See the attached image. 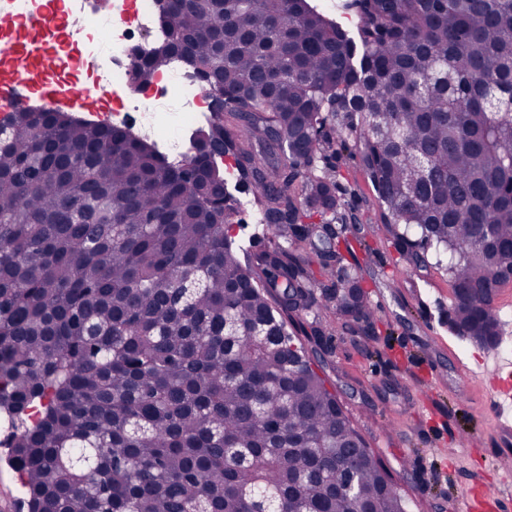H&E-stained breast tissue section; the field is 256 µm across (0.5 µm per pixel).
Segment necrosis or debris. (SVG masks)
<instances>
[{
	"label": "necrosis or debris",
	"mask_w": 512,
	"mask_h": 512,
	"mask_svg": "<svg viewBox=\"0 0 512 512\" xmlns=\"http://www.w3.org/2000/svg\"><path fill=\"white\" fill-rule=\"evenodd\" d=\"M47 7V0H0V12L19 23L0 30V73L37 99L72 93L82 81L107 85L112 103L103 114L131 120L168 161H182L190 148L183 131L208 112L209 96L179 60L137 88L138 55L164 39L157 0H111L108 12L94 14L86 0H61L60 25L43 29L38 19Z\"/></svg>",
	"instance_id": "4bbe7bcc"
}]
</instances>
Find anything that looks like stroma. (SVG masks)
Returning a JSON list of instances; mask_svg holds the SVG:
<instances>
[{"mask_svg":"<svg viewBox=\"0 0 512 512\" xmlns=\"http://www.w3.org/2000/svg\"><path fill=\"white\" fill-rule=\"evenodd\" d=\"M358 223L347 225L374 326L319 309L304 319L308 355L355 429L379 457L407 512H499L504 478L496 457L492 398L512 395V282L493 307L499 346L448 326L445 268L412 269L380 223L372 183L358 161L337 163Z\"/></svg>","mask_w":512,"mask_h":512,"instance_id":"35a3bbf8","label":"stroma"}]
</instances>
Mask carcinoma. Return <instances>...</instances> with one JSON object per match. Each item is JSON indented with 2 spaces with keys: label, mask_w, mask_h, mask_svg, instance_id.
I'll use <instances>...</instances> for the list:
<instances>
[{
  "label": "carcinoma",
  "mask_w": 512,
  "mask_h": 512,
  "mask_svg": "<svg viewBox=\"0 0 512 512\" xmlns=\"http://www.w3.org/2000/svg\"><path fill=\"white\" fill-rule=\"evenodd\" d=\"M346 7L353 33L309 0H173L167 43L136 63L137 82L191 56L210 97L224 95L180 164L122 125L9 115L0 416L29 512H406L373 451L350 463V421L286 324L318 288L336 314L369 320L362 277L338 255L319 281L281 238L335 253L333 225L357 222L328 163L345 153L405 257L425 266L433 249L447 267L451 329L497 345L512 0ZM226 155L271 232L254 258L228 235L236 197L214 165Z\"/></svg>",
  "instance_id": "obj_1"
}]
</instances>
